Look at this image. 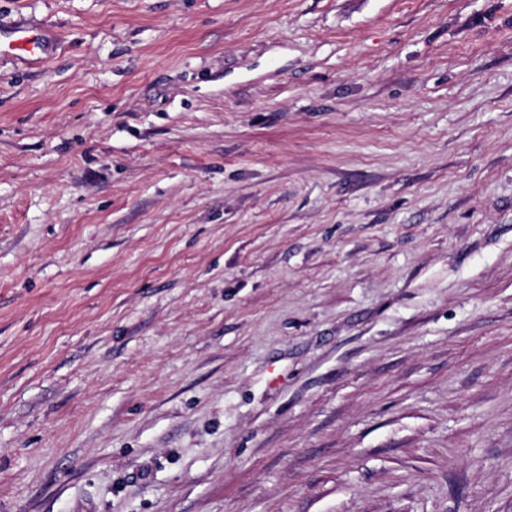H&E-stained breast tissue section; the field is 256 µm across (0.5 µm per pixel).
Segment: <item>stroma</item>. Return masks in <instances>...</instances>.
<instances>
[{"mask_svg":"<svg viewBox=\"0 0 512 512\" xmlns=\"http://www.w3.org/2000/svg\"><path fill=\"white\" fill-rule=\"evenodd\" d=\"M0 512H512V0H0ZM18 29L17 32L20 33L16 40L18 49L29 53L33 61H38L39 56L45 52L47 36L44 32L29 35L28 33L34 30L26 27H19Z\"/></svg>","mask_w":512,"mask_h":512,"instance_id":"1","label":"stroma"}]
</instances>
